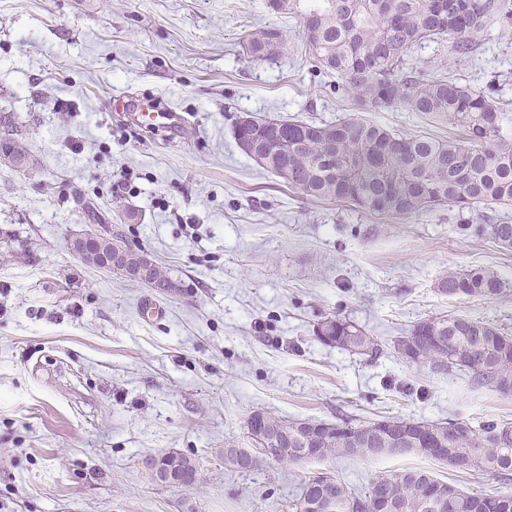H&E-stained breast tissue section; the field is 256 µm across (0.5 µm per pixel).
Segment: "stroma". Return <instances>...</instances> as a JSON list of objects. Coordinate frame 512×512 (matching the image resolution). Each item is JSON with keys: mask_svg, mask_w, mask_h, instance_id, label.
Wrapping results in <instances>:
<instances>
[{"mask_svg": "<svg viewBox=\"0 0 512 512\" xmlns=\"http://www.w3.org/2000/svg\"><path fill=\"white\" fill-rule=\"evenodd\" d=\"M296 48L256 60L255 29ZM297 19L268 0H0V113L38 161L0 162V512H289L305 477L331 471L357 489L419 468L469 493L512 495V480L417 455L284 464L241 473L224 443L249 447L262 409L336 422L384 417L512 423V395L400 361L388 348L431 316L465 315L512 334V251L461 235L478 223L441 207L407 220L289 188L238 148V116L332 122L352 102L298 50ZM410 66L512 99V33L489 26L467 56L416 46ZM157 99L185 125L150 133L128 99ZM369 120L448 138L400 109ZM95 207L165 268L161 295L86 264L70 238ZM497 272L496 300L437 290L451 270ZM163 307L144 317L147 303ZM329 314L387 351L355 355L316 340ZM177 451L194 489L143 466Z\"/></svg>", "mask_w": 512, "mask_h": 512, "instance_id": "35a3bbf8", "label": "stroma"}]
</instances>
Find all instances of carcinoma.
Masks as SVG:
<instances>
[{
  "mask_svg": "<svg viewBox=\"0 0 512 512\" xmlns=\"http://www.w3.org/2000/svg\"><path fill=\"white\" fill-rule=\"evenodd\" d=\"M312 33L302 35L312 71L336 77V93L358 112L400 108L462 128L463 139H436L390 130L359 116L334 122L250 117L243 134L276 148L265 170L307 197L350 203L370 214L411 218L439 207L480 212L512 205V139L503 134L512 105L452 77H428L408 66L409 50L422 43L450 42L459 55L476 47L488 16L512 32L508 0H268ZM283 30L265 27L248 35L246 54L271 59L288 54ZM13 164L25 167L29 153L19 133L11 138ZM462 233L488 236L512 248V223L462 224ZM150 287L166 293L173 282L160 265L149 272ZM451 298L494 300L504 293L499 276L487 268L450 271L437 283ZM318 341L376 357L377 338L357 323L330 315L317 323ZM396 357L438 374H462L472 384L512 394V336L463 315L424 318L393 342ZM262 455L281 463L343 458L370 460L404 455L406 449L462 471L481 470L500 479L512 476V425L488 419L474 426L387 417L336 423L288 419L270 412ZM185 464L180 487L197 484L194 458L173 452ZM316 486L301 484L288 503L292 512H512V496L464 492L424 470L380 473L356 490L331 471H320Z\"/></svg>",
  "mask_w": 512,
  "mask_h": 512,
  "instance_id": "obj_1",
  "label": "carcinoma"
}]
</instances>
